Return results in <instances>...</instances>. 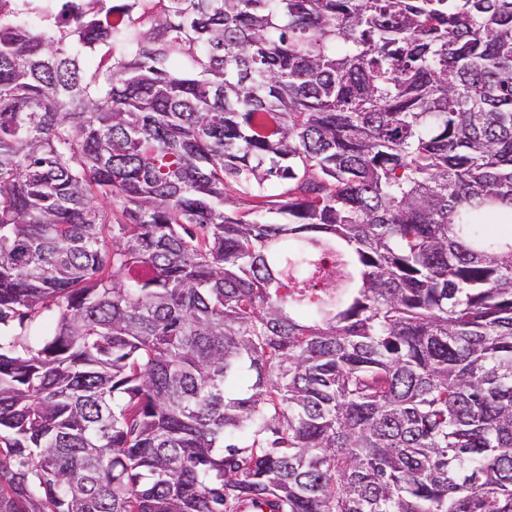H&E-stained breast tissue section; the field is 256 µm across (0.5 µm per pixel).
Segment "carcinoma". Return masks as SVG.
<instances>
[{"instance_id": "cac0c4a2", "label": "carcinoma", "mask_w": 512, "mask_h": 512, "mask_svg": "<svg viewBox=\"0 0 512 512\" xmlns=\"http://www.w3.org/2000/svg\"><path fill=\"white\" fill-rule=\"evenodd\" d=\"M0 512H512V0H0Z\"/></svg>"}]
</instances>
